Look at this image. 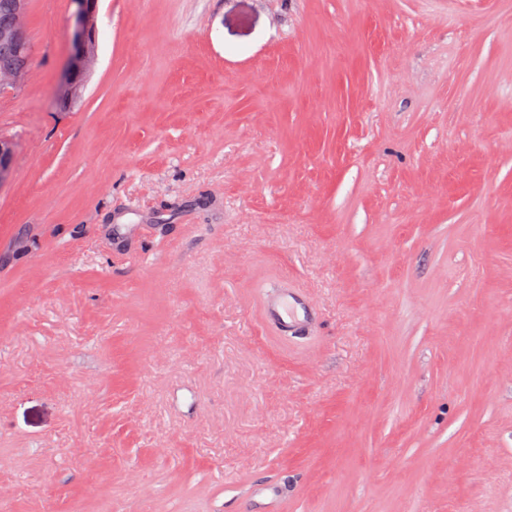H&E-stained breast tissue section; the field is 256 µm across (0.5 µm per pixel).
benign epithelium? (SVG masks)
I'll list each match as a JSON object with an SVG mask.
<instances>
[{
    "label": "benign epithelium",
    "instance_id": "1",
    "mask_svg": "<svg viewBox=\"0 0 512 512\" xmlns=\"http://www.w3.org/2000/svg\"><path fill=\"white\" fill-rule=\"evenodd\" d=\"M77 5V27L64 77L60 80L55 103L66 111L82 98L88 78L97 61V13L99 0H72ZM28 0H14L8 18L0 23V41L12 44L26 58H31L26 16ZM29 66H0V90L22 86L29 76ZM15 153L12 143L0 138V186L13 174Z\"/></svg>",
    "mask_w": 512,
    "mask_h": 512
}]
</instances>
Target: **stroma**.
Listing matches in <instances>:
<instances>
[{
    "label": "stroma",
    "mask_w": 512,
    "mask_h": 512,
    "mask_svg": "<svg viewBox=\"0 0 512 512\" xmlns=\"http://www.w3.org/2000/svg\"><path fill=\"white\" fill-rule=\"evenodd\" d=\"M75 11L0 94V512H512V0H100L61 112ZM77 5V27L64 77L60 80L55 103L67 111L82 98L88 78L97 61V13L99 0H72ZM297 307L301 309L302 316L298 313ZM312 309L310 303L298 300L290 294L288 288H280L277 293L265 299V315L288 333L296 331Z\"/></svg>",
    "instance_id": "stroma-1"
}]
</instances>
